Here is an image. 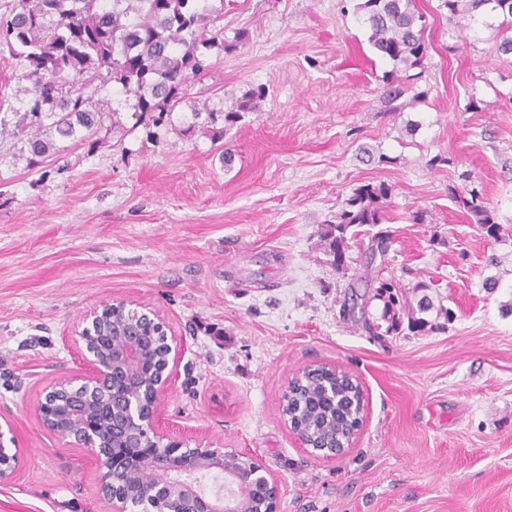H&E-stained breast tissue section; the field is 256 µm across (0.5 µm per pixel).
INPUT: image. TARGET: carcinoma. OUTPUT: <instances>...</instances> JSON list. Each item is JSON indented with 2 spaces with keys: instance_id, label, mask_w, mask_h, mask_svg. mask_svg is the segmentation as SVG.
Returning <instances> with one entry per match:
<instances>
[{
  "instance_id": "cac0c4a2",
  "label": "carcinoma",
  "mask_w": 512,
  "mask_h": 512,
  "mask_svg": "<svg viewBox=\"0 0 512 512\" xmlns=\"http://www.w3.org/2000/svg\"><path fill=\"white\" fill-rule=\"evenodd\" d=\"M199 0H19L16 7L0 14V43L7 45L26 69L31 85L17 91L22 109L11 112L12 119L0 117V135L21 132L29 162L39 163L53 148L52 136L94 146L93 140L105 122L117 111L110 103L94 99L90 87L95 82H112L133 99L131 117L145 127L159 128L170 122L183 98L188 80L205 67L211 49L226 48L224 28L216 26V9L199 6ZM449 16L474 14L491 6L510 18L499 26L503 54H512V2L506 0H442ZM368 31V42L383 58L409 66L418 64L426 50V19L415 0H361L355 5ZM263 86L247 91L237 110L223 112L202 103L193 112L195 122L187 132L199 131L211 137L224 135L218 120L230 124L239 113L256 109L263 99ZM449 195L462 205L474 223L493 235L498 229L494 211L474 189L448 188ZM392 188L385 184H365L349 196L328 223L324 240L333 265L345 273L348 235L355 227L376 226L387 221L386 202ZM390 236L373 234L366 249L367 266L375 260L385 264ZM365 285L374 289L372 299L382 303L378 320L363 321L372 336H398L434 328L422 314L434 309L424 294L417 309L410 308L405 286L395 277L384 276V268L365 276ZM301 400L300 415L306 426L321 437L333 439L357 422L349 410V388L336 383V403L325 398L324 375L303 374L295 388Z\"/></svg>"
}]
</instances>
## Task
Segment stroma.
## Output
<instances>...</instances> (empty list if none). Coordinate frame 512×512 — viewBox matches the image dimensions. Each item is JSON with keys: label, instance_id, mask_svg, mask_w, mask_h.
<instances>
[{"label": "stroma", "instance_id": "stroma-1", "mask_svg": "<svg viewBox=\"0 0 512 512\" xmlns=\"http://www.w3.org/2000/svg\"><path fill=\"white\" fill-rule=\"evenodd\" d=\"M226 49L188 82L157 141L121 125L29 165L0 135V417L20 464L0 480V512H106L87 449L37 417L44 386L79 371L69 336L91 307H152L185 340L159 426L188 446L257 454L281 482L280 512H512V57L501 13L449 17L416 0L426 55L381 58L355 0H208ZM406 108L388 111L386 74ZM259 108L219 139L187 133L194 108ZM446 164L429 167L434 155ZM482 188L487 235L448 195ZM392 185L388 273L422 280L452 321L372 336L352 312L367 236L338 275L320 238L356 188ZM424 211L415 224L411 214ZM498 278L495 291L484 283ZM335 366L362 385L365 419L336 461L300 448L281 415L289 378Z\"/></svg>", "mask_w": 512, "mask_h": 512}]
</instances>
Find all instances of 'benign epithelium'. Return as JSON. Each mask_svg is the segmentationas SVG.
<instances>
[{
	"mask_svg": "<svg viewBox=\"0 0 512 512\" xmlns=\"http://www.w3.org/2000/svg\"><path fill=\"white\" fill-rule=\"evenodd\" d=\"M164 334L160 347L147 344L144 326ZM70 341L88 369L42 389L37 414L44 428L66 445L86 448L99 463L98 492L107 512H279L282 485L255 456L232 448L198 444L193 448L159 429L158 414L170 391L182 342L167 336L159 313L149 306L107 300L84 314ZM300 446L325 460L345 457L363 426L340 440L323 441L282 414ZM150 445L154 453L140 461L139 486L113 481L112 454ZM17 438L10 421L0 424V479L19 464ZM219 473L238 489L232 503L208 497L196 485L200 474Z\"/></svg>",
	"mask_w": 512,
	"mask_h": 512,
	"instance_id": "7a95c632",
	"label": "benign epithelium"
}]
</instances>
